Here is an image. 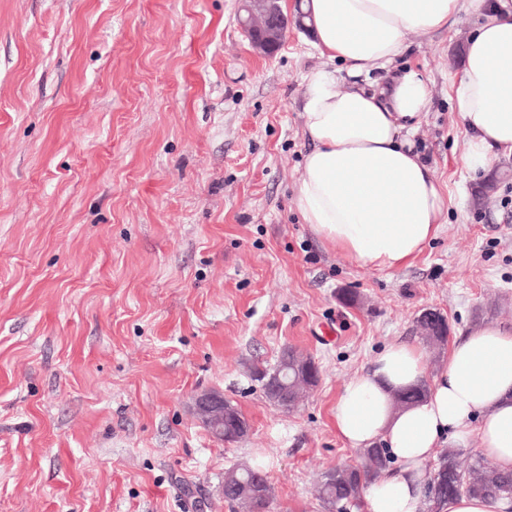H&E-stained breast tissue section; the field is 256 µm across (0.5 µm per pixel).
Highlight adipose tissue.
Segmentation results:
<instances>
[{
  "mask_svg": "<svg viewBox=\"0 0 512 512\" xmlns=\"http://www.w3.org/2000/svg\"><path fill=\"white\" fill-rule=\"evenodd\" d=\"M482 16L452 82L467 131L465 162L486 168L512 154V0H304L316 47L345 64L305 78L302 163L295 206L320 238L357 263L382 271L409 265L437 237L446 208L438 181L410 134L429 90L413 69L394 70L412 31L455 25L463 8ZM425 385L419 401L395 395ZM336 428L356 449L383 444L397 463L363 489L364 512H424L426 464L441 440L480 452L512 471V331L482 326L453 341L436 377L421 345L394 343L348 381L336 401Z\"/></svg>",
  "mask_w": 512,
  "mask_h": 512,
  "instance_id": "1",
  "label": "adipose tissue"
}]
</instances>
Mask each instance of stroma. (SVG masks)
I'll list each match as a JSON object with an SVG mask.
<instances>
[{"label":"stroma","instance_id":"obj_1","mask_svg":"<svg viewBox=\"0 0 512 512\" xmlns=\"http://www.w3.org/2000/svg\"><path fill=\"white\" fill-rule=\"evenodd\" d=\"M238 0H0V512H230L247 463L272 512H325L322 472L358 464L336 430L343 386L385 347L512 329V177L485 203L450 79L479 16L408 36L430 105L411 133L446 200L435 240L392 272L302 224L305 77L351 79L289 30L272 57ZM352 293L356 303L343 305ZM311 356L294 411L254 373ZM222 391L250 433L196 421ZM199 423L207 430L213 439L220 443H232L246 437L249 427L242 429L239 435L224 436V417L236 413L237 408L224 398V394L215 391H203L196 395L192 406Z\"/></svg>","mask_w":512,"mask_h":512}]
</instances>
